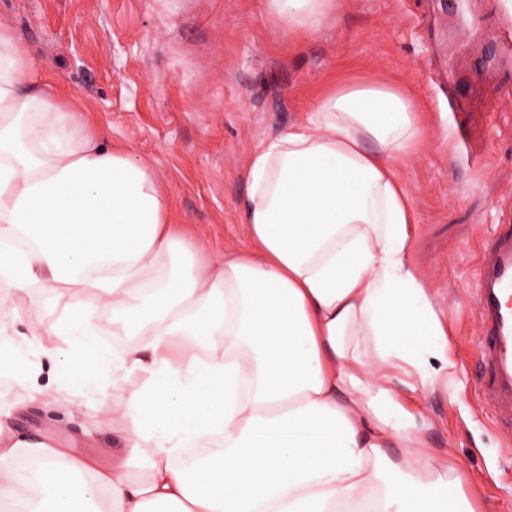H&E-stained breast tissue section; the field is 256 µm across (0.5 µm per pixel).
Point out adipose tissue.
<instances>
[{"instance_id":"1","label":"adipose tissue","mask_w":512,"mask_h":512,"mask_svg":"<svg viewBox=\"0 0 512 512\" xmlns=\"http://www.w3.org/2000/svg\"><path fill=\"white\" fill-rule=\"evenodd\" d=\"M340 0H267L291 32ZM412 96L359 82L249 155L247 242L201 260L152 168L112 149L0 26V374L38 378L30 338L71 339L63 380L139 370L108 412L129 457L104 464L0 427V498L23 512H475L468 478L400 424L395 374L448 381L444 313L408 261L417 216L401 166L425 143ZM65 288L57 323L14 299ZM96 295L88 313L83 295ZM111 324L138 337L95 345ZM396 443L400 455L384 449ZM36 461L18 497L16 460Z\"/></svg>"}]
</instances>
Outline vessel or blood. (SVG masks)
<instances>
[{
  "label": "vessel or blood",
  "instance_id": "1",
  "mask_svg": "<svg viewBox=\"0 0 512 512\" xmlns=\"http://www.w3.org/2000/svg\"><path fill=\"white\" fill-rule=\"evenodd\" d=\"M475 305L484 328L480 353L492 375L488 400L512 418V233L482 244Z\"/></svg>",
  "mask_w": 512,
  "mask_h": 512
}]
</instances>
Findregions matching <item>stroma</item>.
Segmentation results:
<instances>
[{"label":"stroma","mask_w":512,"mask_h":512,"mask_svg":"<svg viewBox=\"0 0 512 512\" xmlns=\"http://www.w3.org/2000/svg\"><path fill=\"white\" fill-rule=\"evenodd\" d=\"M0 25L32 53L113 148L148 163L172 198V217L209 257L244 242V159L303 120L336 87L386 81L416 100L426 145L402 168L418 214L409 261L448 318L452 382L392 387L428 452L451 455L477 489V512H512V425L484 398L475 311L481 244L512 225V62L488 60L498 0H343L319 32L293 34L265 0H0ZM64 288H32L23 311L55 320ZM30 346L37 383L0 379V424L32 441L95 456L122 453L106 404L143 381L137 371L95 389L62 388L50 352Z\"/></svg>","instance_id":"stroma-1"}]
</instances>
